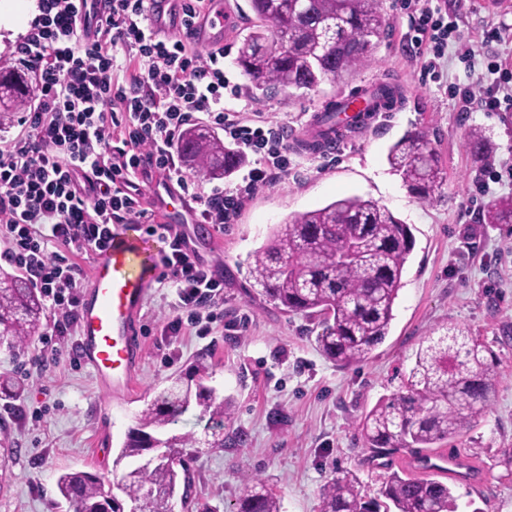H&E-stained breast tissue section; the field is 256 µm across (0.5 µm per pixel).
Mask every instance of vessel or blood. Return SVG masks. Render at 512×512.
<instances>
[{
    "label": "vessel or blood",
    "mask_w": 512,
    "mask_h": 512,
    "mask_svg": "<svg viewBox=\"0 0 512 512\" xmlns=\"http://www.w3.org/2000/svg\"><path fill=\"white\" fill-rule=\"evenodd\" d=\"M180 0H147V18L162 39L177 38L193 45L223 44L231 33L232 18L224 0H205L199 19L185 24ZM349 140L340 125H325L324 135L309 139L319 152L333 154ZM153 275L137 241L118 234L111 245L98 253L91 284L81 296L78 351L102 388L113 393H130L141 356L136 322L142 309L146 286Z\"/></svg>",
    "instance_id": "1"
}]
</instances>
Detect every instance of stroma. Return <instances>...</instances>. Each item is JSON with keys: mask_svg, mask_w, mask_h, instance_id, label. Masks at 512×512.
<instances>
[{"mask_svg": "<svg viewBox=\"0 0 512 512\" xmlns=\"http://www.w3.org/2000/svg\"><path fill=\"white\" fill-rule=\"evenodd\" d=\"M225 2L234 25L224 43V70L242 85L236 57L255 17L248 0ZM401 2L382 0L389 27L375 62L347 82L248 95L249 111L287 128L288 173L260 189L223 230L184 227L204 263L224 279L225 322L244 316L245 327L218 328L204 338L188 328L169 335L172 290L149 281L138 321V390L121 397L104 392L88 366L71 365L66 357L40 377L25 378L19 363L41 353L42 336L18 349L0 347V374L22 389L11 401L14 413L0 415V447L14 451L0 468L8 486L0 512H67L56 480L68 470L116 484L114 460L141 410L171 377L197 363L209 366L208 386L232 398V411L215 434L195 409L170 426V433L200 440L181 451L194 481L189 501L176 504L175 512H236L243 490L259 479L278 495L282 512H320V490L338 469L356 472L362 491L376 496L391 474L418 477L422 471L408 449L373 455L359 420L380 398L404 391L422 340L444 324L466 327L493 350L498 383L483 417L437 448L462 455L471 478L456 482L443 473L439 479L453 484L457 512H512V471L499 463L502 450L512 448V224L484 221L491 200L512 195V183L493 185L487 195L479 188L484 172L512 167V113L485 111L478 97L490 62L512 59V6L491 10L484 0H438L457 35L438 59L434 79L423 72L425 58L414 53L412 13ZM493 26L499 38L483 42L482 31ZM465 51L469 69L459 60ZM458 84L474 92L468 106L451 91ZM381 85L393 90L388 123L353 136L331 158L298 148L314 115L334 110L350 89L367 94ZM475 129L490 143L481 156L468 145ZM415 130L426 134L444 177L442 197L432 204L412 194L386 160L389 146ZM351 195L372 199L409 224L415 245L387 338L367 360L341 367L316 347L319 320L285 312L257 293L249 256L273 225ZM214 436L221 446H211Z\"/></svg>", "mask_w": 512, "mask_h": 512, "instance_id": "stroma-1", "label": "stroma"}]
</instances>
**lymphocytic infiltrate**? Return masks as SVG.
Listing matches in <instances>:
<instances>
[{
  "label": "lymphocytic infiltrate",
  "mask_w": 512,
  "mask_h": 512,
  "mask_svg": "<svg viewBox=\"0 0 512 512\" xmlns=\"http://www.w3.org/2000/svg\"><path fill=\"white\" fill-rule=\"evenodd\" d=\"M104 13H78V0H39V13L14 58L39 77L38 103L27 132L0 145V258L19 269L49 304L44 341L78 328L82 257L103 251L118 232L162 243L158 280L173 288L175 316L209 335L224 316V281L200 260L177 226L156 221L142 185L169 183L195 202L199 223L223 230L244 202L288 172L283 130L245 118L243 92L224 72L223 49L201 56L179 39L152 36L144 0H104ZM414 41L441 58L456 32L447 15L421 7ZM202 119L243 153L257 155L235 191L204 188L185 175L176 147L185 126ZM78 362L77 348L66 351Z\"/></svg>",
  "instance_id": "f902f5d3"
}]
</instances>
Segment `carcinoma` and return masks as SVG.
Masks as SVG:
<instances>
[{"instance_id": "cac0c4a2", "label": "carcinoma", "mask_w": 512, "mask_h": 512, "mask_svg": "<svg viewBox=\"0 0 512 512\" xmlns=\"http://www.w3.org/2000/svg\"><path fill=\"white\" fill-rule=\"evenodd\" d=\"M257 24L243 39L237 63L252 92L313 90L342 83L372 64L389 22L379 0H249ZM177 152L183 164L210 181L230 176L244 159L215 133L197 125L183 131ZM387 160L423 202L442 196L444 185L434 149L421 131L393 144ZM488 224H512V196L487 209ZM414 247L411 228L386 208L360 196L345 197L299 213L272 229L252 255L254 287L289 313L320 319L319 351L340 365L364 361L389 335L405 264ZM40 293L21 276L0 270V338L14 348L43 326ZM206 367L176 378L147 405L138 427L128 431L115 464L145 453L146 440L176 424L190 408L224 421L230 404L204 385ZM492 350L449 325L419 348L406 392L379 401L360 420L365 446L376 454L398 448H434L460 436L482 418L495 392ZM198 439L172 434L171 457L128 467L122 497L112 512L133 501L138 512H170V500L186 501L192 485L179 449ZM103 481L89 472L61 474L57 488L70 512H100ZM321 512H456L453 488L429 479L391 475L380 497L361 490L351 470H338L323 485ZM281 500L258 480L247 487L237 512H281Z\"/></svg>"}]
</instances>
